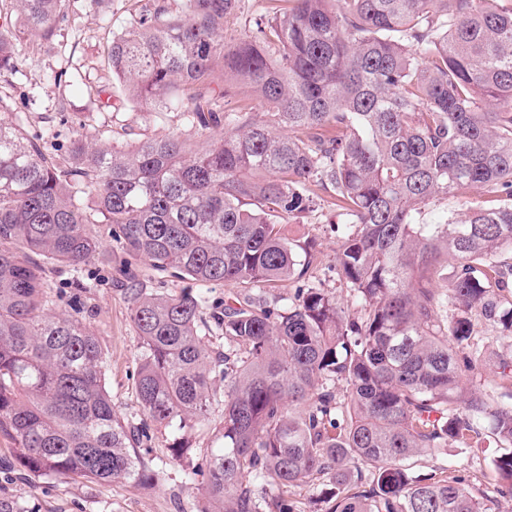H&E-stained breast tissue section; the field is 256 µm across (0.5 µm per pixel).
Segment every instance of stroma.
<instances>
[{
  "instance_id": "stroma-1",
  "label": "stroma",
  "mask_w": 512,
  "mask_h": 512,
  "mask_svg": "<svg viewBox=\"0 0 512 512\" xmlns=\"http://www.w3.org/2000/svg\"><path fill=\"white\" fill-rule=\"evenodd\" d=\"M155 2L67 0L50 44L32 37L18 42L14 69L0 78V96L7 97L11 114L24 118L30 131L45 133L47 151L66 148L75 133L98 130L111 131L123 143L165 133L198 140L197 130L181 123L177 109L163 116L127 101L107 65L113 34ZM103 88L112 92L111 107H103L97 96ZM338 221L329 196L323 193L313 211L284 226L289 237L317 239L319 255L310 274L329 289L336 286L333 265L338 239L332 226ZM78 277L89 280L91 289L75 288ZM114 281V273L96 264L76 273L47 274L53 310L80 314L107 353L105 386L114 413L139 427L146 420L135 393L142 344L127 296ZM178 441L186 452L176 458L170 446ZM215 445L213 425L207 421L184 430L150 428L139 447L140 455L158 473L150 485L124 480L30 479L11 466L12 445L0 438V497L24 502L29 512H196L204 495L192 471L201 464L205 450ZM500 452L499 443L488 434L474 447L445 450L440 459L449 471L464 477L474 495L494 498L492 512H512V498L494 495L497 476L491 461Z\"/></svg>"
}]
</instances>
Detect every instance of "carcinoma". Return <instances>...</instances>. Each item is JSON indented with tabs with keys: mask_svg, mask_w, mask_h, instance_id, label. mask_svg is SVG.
<instances>
[{
	"mask_svg": "<svg viewBox=\"0 0 512 512\" xmlns=\"http://www.w3.org/2000/svg\"><path fill=\"white\" fill-rule=\"evenodd\" d=\"M239 3L159 4L112 39L126 98L160 114L180 104L201 142L79 132L52 156L0 117V437L35 479L154 482L146 429L112 412L99 339L49 308L45 267H112L107 234L147 418L182 430L224 406L218 447L193 470L202 512H484L462 477L412 458L489 431L507 448L495 492L512 496V354L493 379L506 404L474 383L486 347L473 322L512 336V7L283 0L228 44ZM65 4L0 0L22 20L0 33V77L19 35L49 41ZM313 185L342 217V298L306 278L316 241L281 231L315 208ZM472 185L494 205L417 222ZM141 263L186 287H148ZM210 284L232 290L191 289Z\"/></svg>",
	"mask_w": 512,
	"mask_h": 512,
	"instance_id": "carcinoma-1",
	"label": "carcinoma"
}]
</instances>
